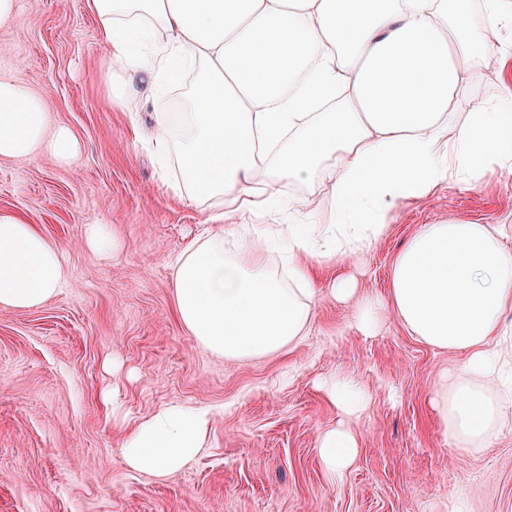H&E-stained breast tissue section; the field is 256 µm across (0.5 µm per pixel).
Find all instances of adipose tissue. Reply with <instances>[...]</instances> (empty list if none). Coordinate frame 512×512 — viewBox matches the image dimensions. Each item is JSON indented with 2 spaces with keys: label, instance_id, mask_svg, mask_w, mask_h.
<instances>
[{
  "label": "adipose tissue",
  "instance_id": "ef3b65f1",
  "mask_svg": "<svg viewBox=\"0 0 512 512\" xmlns=\"http://www.w3.org/2000/svg\"><path fill=\"white\" fill-rule=\"evenodd\" d=\"M85 0L110 49L109 80L142 78L153 94L193 78L181 133L156 115L153 141L174 160L175 189L203 205L211 229L173 264L182 324L227 358L296 345L312 323V268L363 256L388 211L449 180L512 170V113L475 104L449 128L474 59L496 54L484 29L512 24V0ZM78 141L50 128L43 100L0 78V160L47 153L68 162ZM326 174L337 220L320 233L280 223L255 192L287 178ZM263 215L249 233L225 230L228 213ZM505 228L445 220L421 225L392 263L384 308L412 335L464 352L438 399L455 447L484 448L512 429V251ZM288 244L282 269L271 245ZM60 252L19 213H0V307L23 310L55 296ZM209 421L178 404L159 408L122 446L134 471L166 478L200 452ZM358 454L344 427L322 431L319 459L342 477Z\"/></svg>",
  "mask_w": 512,
  "mask_h": 512
}]
</instances>
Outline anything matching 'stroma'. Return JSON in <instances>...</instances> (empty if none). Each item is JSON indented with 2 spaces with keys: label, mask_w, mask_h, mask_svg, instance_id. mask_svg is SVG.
Masks as SVG:
<instances>
[{
  "label": "stroma",
  "mask_w": 512,
  "mask_h": 512,
  "mask_svg": "<svg viewBox=\"0 0 512 512\" xmlns=\"http://www.w3.org/2000/svg\"><path fill=\"white\" fill-rule=\"evenodd\" d=\"M487 38L504 59L464 73L455 123L512 90V27ZM107 54L85 0H18L0 21V76L20 77L50 126L80 141L66 164L47 154L0 161V213L25 215L67 269L48 302L0 309V512H452L458 497L469 512H512V434L478 452L454 448L433 404L440 373L463 354L425 344L390 315L362 332L353 301L331 293L346 280L359 297L385 295L419 225H512V173L397 205L361 260L317 269L321 296L297 345L225 359L187 332L172 285L173 262L204 234L206 214L164 186L149 144L156 113L187 111L190 87L158 102L136 82L127 105L114 104ZM306 195V223H333L327 187L287 179L276 195L282 223L295 222L288 203ZM89 224L109 225L118 252L92 251ZM331 377L370 396L351 424L357 458L337 482L316 452L319 433L340 420L321 388ZM172 401L207 411L201 453L168 479L130 470L125 437Z\"/></svg>",
  "instance_id": "1"
}]
</instances>
